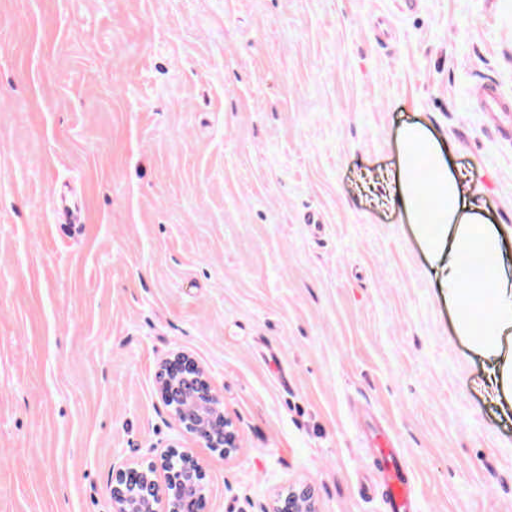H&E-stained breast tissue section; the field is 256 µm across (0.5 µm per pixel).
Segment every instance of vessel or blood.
<instances>
[{
    "instance_id": "vessel-or-blood-1",
    "label": "vessel or blood",
    "mask_w": 512,
    "mask_h": 512,
    "mask_svg": "<svg viewBox=\"0 0 512 512\" xmlns=\"http://www.w3.org/2000/svg\"><path fill=\"white\" fill-rule=\"evenodd\" d=\"M475 109L493 117L512 118V97L504 95L495 83L483 82L476 89ZM365 450L377 462V479L386 493L390 512H415L409 465L393 440L387 435L369 432L365 437Z\"/></svg>"
}]
</instances>
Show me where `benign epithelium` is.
<instances>
[{
	"mask_svg": "<svg viewBox=\"0 0 512 512\" xmlns=\"http://www.w3.org/2000/svg\"><path fill=\"white\" fill-rule=\"evenodd\" d=\"M158 396L183 432L219 457L237 451L233 423L206 369L189 353L174 351L156 370ZM207 471L189 448L172 445L144 463L112 470L113 512H204ZM268 512H319L307 486L279 492Z\"/></svg>",
	"mask_w": 512,
	"mask_h": 512,
	"instance_id": "1",
	"label": "benign epithelium"
}]
</instances>
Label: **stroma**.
I'll return each mask as SVG.
<instances>
[{"mask_svg": "<svg viewBox=\"0 0 512 512\" xmlns=\"http://www.w3.org/2000/svg\"><path fill=\"white\" fill-rule=\"evenodd\" d=\"M512 0H0V512H113L112 468L173 444L206 512H388L374 411L419 512H512V404L457 336L393 183L404 124L510 229ZM193 355L238 434L183 433ZM475 109L493 118L498 114L512 118V97L504 95L494 82H482L476 89ZM158 396L183 432L224 460L237 451L233 423L206 369L189 353L174 351L156 370ZM266 512H319L313 495L307 486H289L287 490L279 492Z\"/></svg>", "mask_w": 512, "mask_h": 512, "instance_id": "1", "label": "stroma"}]
</instances>
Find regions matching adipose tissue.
<instances>
[{
	"instance_id": "1",
	"label": "adipose tissue",
	"mask_w": 512,
	"mask_h": 512,
	"mask_svg": "<svg viewBox=\"0 0 512 512\" xmlns=\"http://www.w3.org/2000/svg\"><path fill=\"white\" fill-rule=\"evenodd\" d=\"M399 204L426 254L438 264L440 285L456 308V331L492 360L488 382L512 396V258L500 227L464 202L462 181L448 167L446 152L424 125H406L399 142ZM481 260L468 267L470 256Z\"/></svg>"
}]
</instances>
